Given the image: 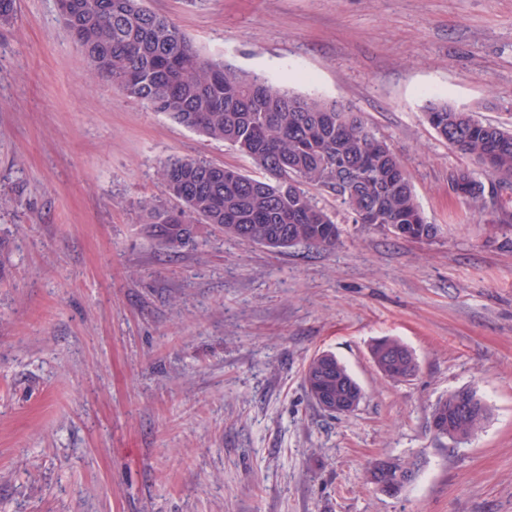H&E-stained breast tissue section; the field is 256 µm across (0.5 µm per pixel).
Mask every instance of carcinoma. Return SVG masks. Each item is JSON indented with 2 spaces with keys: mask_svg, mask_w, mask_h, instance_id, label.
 I'll return each mask as SVG.
<instances>
[{
  "mask_svg": "<svg viewBox=\"0 0 512 512\" xmlns=\"http://www.w3.org/2000/svg\"><path fill=\"white\" fill-rule=\"evenodd\" d=\"M57 7L95 77L176 123L229 144L267 174L259 180L193 157L163 162L162 185L182 208L175 212L152 200L140 208L147 235L169 251L193 240L197 221L268 247L333 248L340 230L312 188L333 194L351 215L371 224L405 225L403 239L435 235L401 157L360 113L202 54L178 25L144 7L143 0H57ZM425 115L448 146L484 172L485 182L466 168L448 177V189L483 214L488 194L512 185V132L438 99L427 102ZM372 358L391 380H406L417 370L412 352L397 339L380 340ZM342 378L352 375L329 352L314 355L303 376L308 392L335 400L347 396ZM489 415V406L468 389L462 400L457 391L439 400L431 419L444 428L440 437L458 444L481 431ZM396 467L405 471L384 479L401 489L415 471L399 459Z\"/></svg>",
  "mask_w": 512,
  "mask_h": 512,
  "instance_id": "obj_1",
  "label": "carcinoma"
}]
</instances>
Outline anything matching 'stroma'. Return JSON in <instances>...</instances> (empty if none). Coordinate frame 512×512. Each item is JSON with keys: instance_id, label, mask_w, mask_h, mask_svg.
<instances>
[{"instance_id": "obj_1", "label": "stroma", "mask_w": 512, "mask_h": 512, "mask_svg": "<svg viewBox=\"0 0 512 512\" xmlns=\"http://www.w3.org/2000/svg\"><path fill=\"white\" fill-rule=\"evenodd\" d=\"M201 52L362 112L400 155L436 236L394 237L317 199L332 250L194 227L169 252L140 203L160 164L263 169L92 79L54 0L0 26V512H512V227L448 192L471 160L430 98L512 130V0H144ZM394 338L418 370L385 379ZM330 352L346 416L303 385ZM490 407L454 444L430 428L459 388ZM415 460L394 497L376 459ZM372 358L378 371L391 380H407L417 370L412 352L397 339L380 340L372 349Z\"/></svg>"}]
</instances>
